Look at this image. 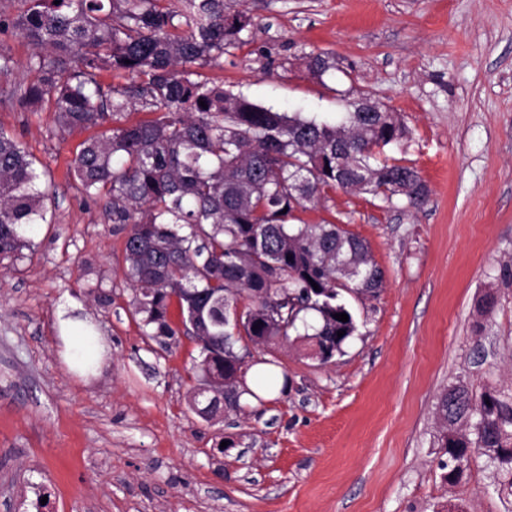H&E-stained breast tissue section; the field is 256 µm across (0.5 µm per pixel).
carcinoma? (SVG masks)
<instances>
[{
  "instance_id": "cac0c4a2",
  "label": "carcinoma",
  "mask_w": 512,
  "mask_h": 512,
  "mask_svg": "<svg viewBox=\"0 0 512 512\" xmlns=\"http://www.w3.org/2000/svg\"><path fill=\"white\" fill-rule=\"evenodd\" d=\"M254 27L245 13H225L224 0L0 7V33L16 31L34 48L27 69L37 79L17 87L18 103L48 105L69 133L107 126L81 144L71 173L86 198H107L112 223L129 225L125 277L147 335L173 340L185 326L204 337L200 379L224 383V399L191 403L207 422L253 395L232 386L249 368L239 343L296 336L331 358L356 331L343 294L382 288L364 240L337 224L299 222L295 207L314 208L338 187L388 202L402 195L413 206L428 196L414 167L379 160L407 133L396 113L350 102L336 122L319 121L200 80ZM304 66L318 79L335 68L323 54ZM109 71L130 81L106 82ZM132 111L152 118L128 124ZM38 179L32 156L0 127V263L26 246L28 225L47 222ZM439 410L443 454L485 456L499 492L512 497V392L462 384Z\"/></svg>"
}]
</instances>
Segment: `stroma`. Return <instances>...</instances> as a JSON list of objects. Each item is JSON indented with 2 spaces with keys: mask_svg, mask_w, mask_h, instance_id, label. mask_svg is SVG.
Listing matches in <instances>:
<instances>
[{
  "mask_svg": "<svg viewBox=\"0 0 512 512\" xmlns=\"http://www.w3.org/2000/svg\"><path fill=\"white\" fill-rule=\"evenodd\" d=\"M257 27L204 77L261 105L332 121L371 94L399 113L391 150L428 188L418 208L355 191L300 212L365 240L384 274L350 297L356 330L323 363L307 342L251 347L287 390L218 423L195 414L196 342L146 336L131 310L125 225L86 199L68 165L87 135L11 92L32 45L0 33V127L36 158L47 221L0 263V512H512L483 455L459 483L439 463L440 395L512 390V0H224ZM331 54L313 78L300 60ZM495 293L492 312L481 309ZM105 340L97 374L72 373L58 317Z\"/></svg>",
  "mask_w": 512,
  "mask_h": 512,
  "instance_id": "1",
  "label": "stroma"
}]
</instances>
